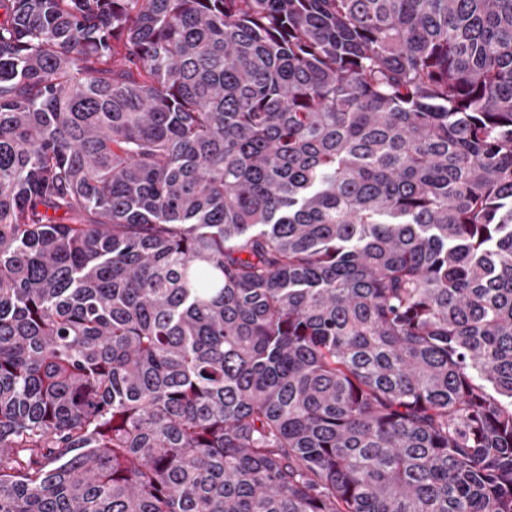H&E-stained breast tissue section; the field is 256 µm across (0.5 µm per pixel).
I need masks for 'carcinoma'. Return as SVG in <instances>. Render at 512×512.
Returning a JSON list of instances; mask_svg holds the SVG:
<instances>
[{
	"label": "carcinoma",
	"mask_w": 512,
	"mask_h": 512,
	"mask_svg": "<svg viewBox=\"0 0 512 512\" xmlns=\"http://www.w3.org/2000/svg\"><path fill=\"white\" fill-rule=\"evenodd\" d=\"M0 512H512V0H0Z\"/></svg>",
	"instance_id": "obj_1"
}]
</instances>
